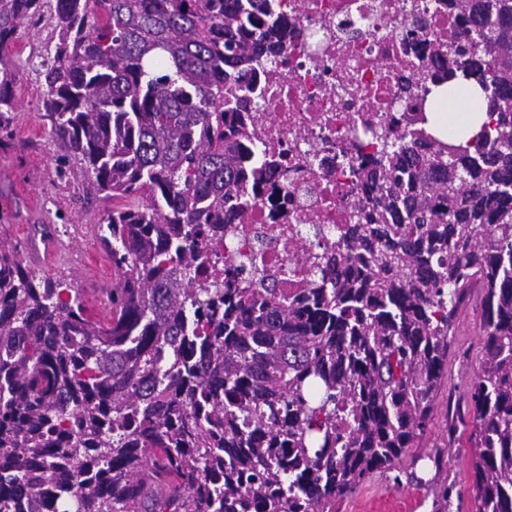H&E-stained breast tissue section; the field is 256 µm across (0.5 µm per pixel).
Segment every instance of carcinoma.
<instances>
[{
  "label": "carcinoma",
  "instance_id": "1",
  "mask_svg": "<svg viewBox=\"0 0 512 512\" xmlns=\"http://www.w3.org/2000/svg\"><path fill=\"white\" fill-rule=\"evenodd\" d=\"M453 3L429 83L475 79L487 120L465 142L382 130L353 170L372 195L340 227L362 266L325 255L287 296L231 268L184 274L234 219L248 156L224 127L247 115L224 83L288 37L274 0H56L42 108L112 198L100 241L119 280L95 320L0 237V512H336L423 435L475 285L472 489L478 512H512V0ZM44 4L0 0V128L9 46Z\"/></svg>",
  "mask_w": 512,
  "mask_h": 512
}]
</instances>
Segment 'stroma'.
<instances>
[{
    "mask_svg": "<svg viewBox=\"0 0 512 512\" xmlns=\"http://www.w3.org/2000/svg\"><path fill=\"white\" fill-rule=\"evenodd\" d=\"M53 38L46 14L23 22L12 48L19 80L14 122L0 129V235L20 243L24 264L38 276L79 288L81 265L104 249L99 240L73 238V228L106 223L112 202L90 184L81 161L42 109L45 89L37 66ZM47 233L70 243L68 262L50 268L30 256L29 243L42 242ZM449 341L448 364L418 447L394 469L371 473L337 503L336 512H477L467 385L484 350L479 289H472L461 306Z\"/></svg>",
    "mask_w": 512,
    "mask_h": 512,
    "instance_id": "35a3bbf8",
    "label": "stroma"
}]
</instances>
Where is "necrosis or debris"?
<instances>
[{
    "instance_id": "1",
    "label": "necrosis or debris",
    "mask_w": 512,
    "mask_h": 512,
    "mask_svg": "<svg viewBox=\"0 0 512 512\" xmlns=\"http://www.w3.org/2000/svg\"><path fill=\"white\" fill-rule=\"evenodd\" d=\"M290 22L273 67L232 86L251 117L247 148L283 155L261 188L243 186L246 206L210 255L212 268L275 276L301 287L311 259L332 249L363 190L350 159L377 158L376 133L391 117H413L424 87L405 79L427 70L433 40L448 25L449 0H275ZM427 23L415 39L414 20Z\"/></svg>"
}]
</instances>
